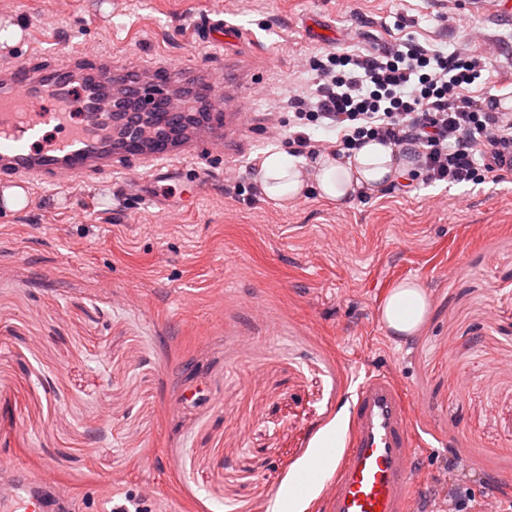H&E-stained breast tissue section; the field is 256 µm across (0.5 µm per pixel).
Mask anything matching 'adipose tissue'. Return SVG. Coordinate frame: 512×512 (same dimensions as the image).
Segmentation results:
<instances>
[{"label":"adipose tissue","mask_w":512,"mask_h":512,"mask_svg":"<svg viewBox=\"0 0 512 512\" xmlns=\"http://www.w3.org/2000/svg\"><path fill=\"white\" fill-rule=\"evenodd\" d=\"M411 169L401 148L370 140L346 157L322 155L309 170L288 152H269L261 162L258 182L264 196L280 208L311 190L342 208L355 196L379 193ZM428 307L425 289L417 282L404 281L387 297L382 318L390 334L411 336L423 323Z\"/></svg>","instance_id":"1"}]
</instances>
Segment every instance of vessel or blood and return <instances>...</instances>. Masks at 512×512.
<instances>
[{
    "label": "vessel or blood",
    "mask_w": 512,
    "mask_h": 512,
    "mask_svg": "<svg viewBox=\"0 0 512 512\" xmlns=\"http://www.w3.org/2000/svg\"><path fill=\"white\" fill-rule=\"evenodd\" d=\"M200 34L223 43L239 32L201 16ZM221 73L183 80L169 70L125 80L110 57L92 51L70 63L45 65L41 55L0 67V209L17 208L35 184L53 188L92 184L111 176L130 157L143 171L128 173L145 183L147 201L167 208L168 185L185 178L172 157L207 143L220 150L224 138ZM416 405L385 371H370L349 399L344 445L328 475L307 474L299 493L320 487L313 512H415L427 480L416 469L421 438L414 428ZM0 474L11 477L12 512H48L38 477L18 460L0 459Z\"/></svg>",
    "instance_id": "obj_1"
}]
</instances>
